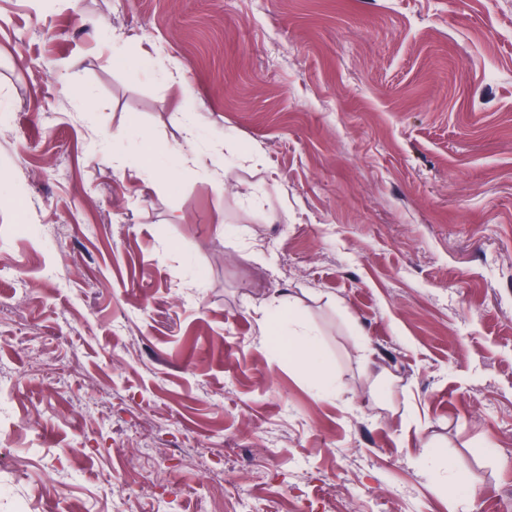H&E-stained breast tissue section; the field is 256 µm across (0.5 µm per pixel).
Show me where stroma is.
Wrapping results in <instances>:
<instances>
[{
	"label": "stroma",
	"mask_w": 512,
	"mask_h": 512,
	"mask_svg": "<svg viewBox=\"0 0 512 512\" xmlns=\"http://www.w3.org/2000/svg\"><path fill=\"white\" fill-rule=\"evenodd\" d=\"M457 477L512 512V0H0V512ZM123 134L130 138L141 140L143 147V154L145 156L146 163L148 164L147 170L151 171V165L154 161V156L158 152H167L170 155L176 157L178 160H182L188 152L191 151V146L195 144L198 137V125L191 119L185 126L184 140L182 143L175 146L161 147L156 142L147 139L136 127V125H128L124 130ZM288 358L297 364L313 368L318 372H324L323 364L317 344L309 334H293L289 336L287 349Z\"/></svg>",
	"instance_id": "stroma-1"
}]
</instances>
